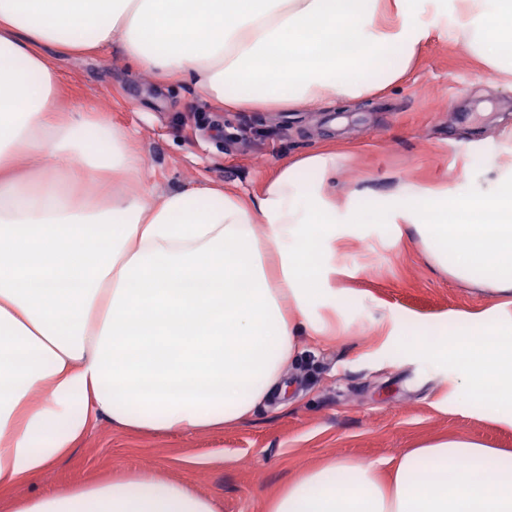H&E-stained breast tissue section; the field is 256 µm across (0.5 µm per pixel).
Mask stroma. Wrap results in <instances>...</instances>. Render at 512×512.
I'll list each match as a JSON object with an SVG mask.
<instances>
[{
    "label": "stroma",
    "mask_w": 512,
    "mask_h": 512,
    "mask_svg": "<svg viewBox=\"0 0 512 512\" xmlns=\"http://www.w3.org/2000/svg\"><path fill=\"white\" fill-rule=\"evenodd\" d=\"M65 110L93 106L134 128L146 187L163 192L213 181L248 198L284 162L337 137L336 196L376 211L403 187L456 197L490 189L512 168V90L460 46L436 39L410 77L385 93L299 112H228L189 86L162 87L129 69L118 51L59 55ZM329 286L345 334L307 343L288 366V406L260 405L245 424L193 435L142 436L96 418L86 437L11 500L130 473L191 483L219 512H263L298 471L332 458L377 460L438 435L463 432L512 452V427L461 402L444 360L412 353L409 331L454 336L484 312L512 320L496 297L436 270L391 215L336 227Z\"/></svg>",
    "instance_id": "1"
}]
</instances>
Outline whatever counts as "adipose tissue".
Wrapping results in <instances>:
<instances>
[{"label":"adipose tissue","mask_w":512,"mask_h":512,"mask_svg":"<svg viewBox=\"0 0 512 512\" xmlns=\"http://www.w3.org/2000/svg\"><path fill=\"white\" fill-rule=\"evenodd\" d=\"M436 35L512 73V0H0V491L69 453L98 415L142 434L246 422L285 393L305 340L336 334L315 310L336 245L334 152L282 164L252 199L210 181L154 193L130 128L59 108L52 55L116 48L225 111L288 112L398 85ZM386 205L436 268L512 294V177L457 199L405 189ZM402 344L449 358L473 407L512 425V322ZM381 467L304 469L264 512H512V460L466 434L407 450L390 479ZM14 512L218 507L184 482L130 474Z\"/></svg>","instance_id":"1"}]
</instances>
